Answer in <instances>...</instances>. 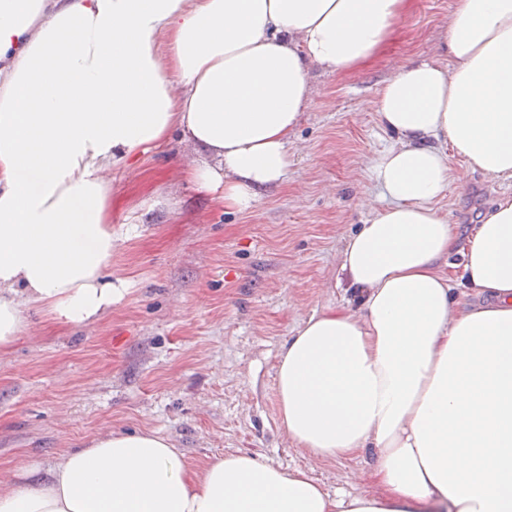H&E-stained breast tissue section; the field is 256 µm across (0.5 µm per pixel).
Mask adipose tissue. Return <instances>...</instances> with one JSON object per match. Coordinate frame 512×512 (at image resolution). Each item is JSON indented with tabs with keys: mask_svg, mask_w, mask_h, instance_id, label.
<instances>
[{
	"mask_svg": "<svg viewBox=\"0 0 512 512\" xmlns=\"http://www.w3.org/2000/svg\"><path fill=\"white\" fill-rule=\"evenodd\" d=\"M399 4L0 0V344L24 308L83 324L122 296L108 170L177 127L206 156L190 180L249 209L288 174L310 68L370 55ZM447 47L376 93L393 140L371 166L385 204L340 259L355 312L310 316L277 366L289 436L323 458L374 450L389 495L335 497L247 454L197 472L140 432L21 469L0 512H512V195L457 278L438 206L451 157L512 181V0H455ZM458 283L482 304L454 301Z\"/></svg>",
	"mask_w": 512,
	"mask_h": 512,
	"instance_id": "obj_1",
	"label": "adipose tissue"
}]
</instances>
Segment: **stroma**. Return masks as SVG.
<instances>
[{
  "label": "stroma",
  "mask_w": 512,
  "mask_h": 512,
  "mask_svg": "<svg viewBox=\"0 0 512 512\" xmlns=\"http://www.w3.org/2000/svg\"><path fill=\"white\" fill-rule=\"evenodd\" d=\"M454 3L402 0L369 57L311 68L288 176L249 210L225 208L187 180L198 154L177 130L112 172V218L132 228L112 250V276L126 292L89 324L26 308L23 331L0 346V494L22 466L46 469L97 436L142 431L198 471L214 456L244 453L305 470L332 494H387L373 452L324 459L292 440L276 370L304 320L353 308L340 256L384 204L370 166L391 141L376 92L408 61L442 53ZM451 164L439 206L463 242L512 182L457 157Z\"/></svg>",
  "instance_id": "obj_1"
}]
</instances>
